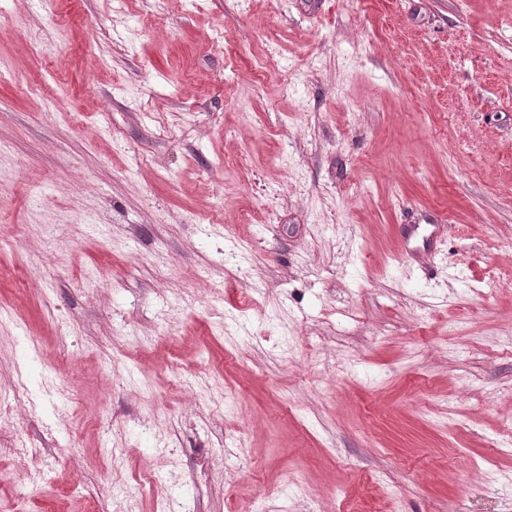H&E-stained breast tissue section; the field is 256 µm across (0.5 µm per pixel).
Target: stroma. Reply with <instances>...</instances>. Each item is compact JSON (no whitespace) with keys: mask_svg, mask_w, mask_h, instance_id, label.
<instances>
[{"mask_svg":"<svg viewBox=\"0 0 512 512\" xmlns=\"http://www.w3.org/2000/svg\"><path fill=\"white\" fill-rule=\"evenodd\" d=\"M0 402V512H512V0H0ZM13 411L0 412V449L10 448L20 458L23 472L29 477L39 476L43 457L38 448H19L13 439Z\"/></svg>","mask_w":512,"mask_h":512,"instance_id":"stroma-1","label":"stroma"}]
</instances>
